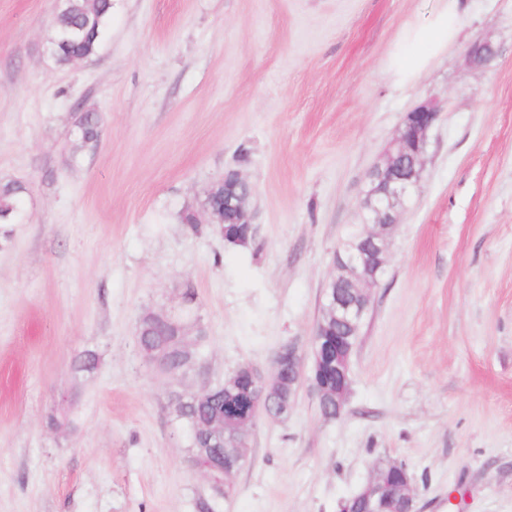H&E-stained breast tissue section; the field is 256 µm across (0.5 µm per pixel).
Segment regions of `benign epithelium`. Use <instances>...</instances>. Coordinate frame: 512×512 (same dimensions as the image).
<instances>
[{
    "instance_id": "7a95c632",
    "label": "benign epithelium",
    "mask_w": 512,
    "mask_h": 512,
    "mask_svg": "<svg viewBox=\"0 0 512 512\" xmlns=\"http://www.w3.org/2000/svg\"><path fill=\"white\" fill-rule=\"evenodd\" d=\"M441 112L440 103L428 100L407 113L403 127L386 150L381 163L373 167L368 174L367 186L362 193L360 203L365 211L366 233L360 244H350L347 251H336L333 255L334 271L342 272L351 287L360 292L366 300H371V288L378 282V271L386 266L388 260V242L392 230L409 202L426 153L427 134ZM224 207L239 215L238 223L254 228L252 216L247 208L248 196L237 193L239 186L247 180L237 174L234 178H224ZM324 302L321 308L329 311L337 322L355 327L366 313L364 306L345 298L336 285L327 287L323 292ZM349 349L336 344V348L322 342V332L314 329L313 356L310 360L294 343L281 347L273 359V369L269 376L261 378L268 385L278 380L283 365L294 369V373H303L308 365L318 369L324 361L336 358L330 368L336 372V390L323 385L319 379L310 381V390L316 401H321L331 393L336 399H343V383L348 380ZM399 480L382 472L373 473L370 480L357 492V499L368 506L367 512H415L417 490L410 485L408 475L400 465H395Z\"/></svg>"
}]
</instances>
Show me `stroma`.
<instances>
[{
    "label": "stroma",
    "instance_id": "obj_1",
    "mask_svg": "<svg viewBox=\"0 0 512 512\" xmlns=\"http://www.w3.org/2000/svg\"><path fill=\"white\" fill-rule=\"evenodd\" d=\"M112 3L98 53L62 67L59 0H0V180L28 188L0 245V512H193L207 479L137 353L140 315L195 289L208 375L187 390L309 350L367 175L431 98L346 411L324 420L304 387L288 418L258 417L224 512H339L380 459L408 465L418 512H512V0H462L409 86L388 60L439 0ZM88 109L104 123L76 153ZM229 169L252 186L246 248L182 220ZM87 350L98 368L75 376Z\"/></svg>",
    "mask_w": 512,
    "mask_h": 512
}]
</instances>
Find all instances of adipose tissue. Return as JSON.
<instances>
[{
	"label": "adipose tissue",
	"instance_id": "obj_1",
	"mask_svg": "<svg viewBox=\"0 0 512 512\" xmlns=\"http://www.w3.org/2000/svg\"><path fill=\"white\" fill-rule=\"evenodd\" d=\"M462 14L460 0H440L439 8L426 23L407 26L389 65L394 81H415L434 55L454 40Z\"/></svg>",
	"mask_w": 512,
	"mask_h": 512
}]
</instances>
